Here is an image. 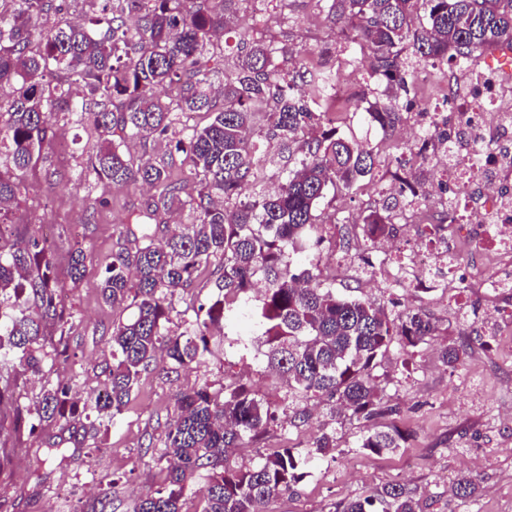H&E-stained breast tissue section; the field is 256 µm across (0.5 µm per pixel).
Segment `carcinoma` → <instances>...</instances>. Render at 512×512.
Segmentation results:
<instances>
[{"instance_id":"carcinoma-1","label":"carcinoma","mask_w":512,"mask_h":512,"mask_svg":"<svg viewBox=\"0 0 512 512\" xmlns=\"http://www.w3.org/2000/svg\"><path fill=\"white\" fill-rule=\"evenodd\" d=\"M0 10V86L16 82L0 101V433L34 437L44 422H68L70 388L45 381L33 408H22L16 376L42 374L69 361L67 339L75 320L55 273V251L27 230L12 229L6 207L26 190L25 179L50 146L53 122L71 115L97 134L86 177L114 187L160 188L145 200L135 222L143 224L133 246L112 252L101 294L114 309L134 306L133 318L113 324L112 363L102 370L103 388L89 394L100 424H110L130 401L151 365L171 371L215 355L235 331L255 283H264L249 316L260 328L266 369L288 387L282 410L242 380L205 382L176 395L163 440L170 466L158 486L134 502L133 512H185V494L206 480L197 512H263L311 476L316 461L336 448V432L322 431L300 451L283 446L248 465L231 466L228 453L260 439L277 413L298 428L310 419L308 402L325 398L357 421L398 412L378 396L376 360L398 344L414 349L434 335L425 314H396L382 306L336 293L319 259L336 246L316 208L328 191L359 189L380 163L379 152L339 134L325 109L334 71L309 68L286 45L243 35L234 70L214 89L219 63L213 38L226 33L242 4L261 11L265 0H91L92 28L67 18L66 0H11ZM328 13L357 21L347 51L366 84L384 90L366 108L367 118L387 132L408 119L418 83L415 64L472 62L504 42L512 44V0H324ZM56 19L41 24L49 12ZM172 94L162 97L158 89ZM207 112L211 122L176 132L181 116ZM298 155L277 187L244 197L258 179L262 144L256 127ZM174 132L176 153L194 173L198 189L183 188L165 165L137 158L133 141L159 140ZM418 194L421 175L392 173ZM362 238L391 237L389 207L364 218ZM220 258L218 295L199 305L184 330L169 327L170 311L192 287L201 268ZM464 346L449 344L442 362L463 364ZM404 435L389 423L367 429L358 447L393 453ZM480 485L470 475L455 482L464 501ZM336 512H422L420 499L400 483H386L362 498H345Z\"/></svg>"}]
</instances>
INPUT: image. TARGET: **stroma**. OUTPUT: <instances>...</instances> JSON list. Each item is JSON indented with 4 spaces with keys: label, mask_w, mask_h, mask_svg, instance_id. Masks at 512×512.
<instances>
[{
    "label": "stroma",
    "mask_w": 512,
    "mask_h": 512,
    "mask_svg": "<svg viewBox=\"0 0 512 512\" xmlns=\"http://www.w3.org/2000/svg\"><path fill=\"white\" fill-rule=\"evenodd\" d=\"M271 32L277 40L298 51L325 49L337 78L340 95L349 104L373 101L374 95L355 63L344 51L345 39L354 30L335 20L318 0H289L281 11L278 0H269L260 13L240 12L236 30L220 42L226 57L236 53L239 33ZM341 133L365 147L379 151L382 163L372 178L364 180L355 196L337 194L334 204L320 203L318 214L335 215L336 243L346 244V226L362 223L383 205L400 204L399 196L385 193L391 170L406 157L395 147V138L354 114ZM54 144L46 148L28 177V193L10 214L13 223L32 225L57 240L58 275L69 279L70 251L64 233L78 234L83 242V277L70 289L67 303L76 319L69 336L72 353L88 376L73 380L70 368L58 366L52 381L70 380L73 394L86 398L100 385L96 370L112 361V323L130 319L134 311H115L105 304L100 283L106 262L125 240L133 223V206L153 196L150 188H113L86 179L83 168L97 140L89 128L58 117ZM339 294L367 300L395 311L419 310L435 323L437 331L414 352L392 346L379 358L375 369L382 395L398 406L394 424L406 441L396 452L374 455L357 442L368 424L331 413L328 405L315 404L310 425L290 427L287 419L272 424L265 440L248 442L236 449L237 463L246 464L261 453L282 445L307 447L314 434L335 429L337 447L311 477L293 491L273 499L265 512H334L344 498L363 497L378 485L400 482L415 490L423 512H512V342L497 341L500 323L512 322V295L491 297L482 281L470 279L464 299L451 293L415 290L402 293L389 287L380 274L351 263L335 282ZM465 341L468 355L462 371L454 372L439 360V350L451 342ZM244 378L276 405H284L287 388L270 376L256 349L227 350L225 357L210 359L206 366L171 373H142L123 414L108 430L99 432L71 425H43L40 436L56 435L67 442L66 458L43 463L30 438L7 437L8 460L0 466V512H73L89 506L98 495L83 491L93 471L117 476L107 512H131L138 496L159 485L165 474L160 437L174 410V397L203 381L222 382L224 376ZM99 447H92V439ZM464 472L477 476L479 497L461 503L452 493Z\"/></svg>",
    "instance_id": "1"
}]
</instances>
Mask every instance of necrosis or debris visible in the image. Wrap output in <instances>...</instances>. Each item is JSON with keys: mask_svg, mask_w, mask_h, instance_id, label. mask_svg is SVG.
I'll return each instance as SVG.
<instances>
[{"mask_svg": "<svg viewBox=\"0 0 512 512\" xmlns=\"http://www.w3.org/2000/svg\"><path fill=\"white\" fill-rule=\"evenodd\" d=\"M454 119L466 149L448 156L445 166L450 191L461 192L477 181L485 186L484 201L473 213L475 251L502 256V264L486 272L489 288H512V196L489 183L487 170L512 162V76L501 69L474 63L453 70L438 93ZM390 274L405 288H450L461 292L468 277L445 241H436L403 255Z\"/></svg>", "mask_w": 512, "mask_h": 512, "instance_id": "4bbe7bcc", "label": "necrosis or debris"}]
</instances>
